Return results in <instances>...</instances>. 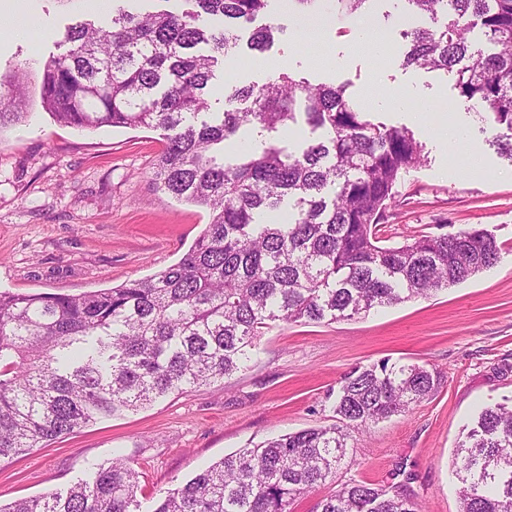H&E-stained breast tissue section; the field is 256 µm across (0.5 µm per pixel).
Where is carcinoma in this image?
<instances>
[{"label":"carcinoma","instance_id":"1","mask_svg":"<svg viewBox=\"0 0 512 512\" xmlns=\"http://www.w3.org/2000/svg\"><path fill=\"white\" fill-rule=\"evenodd\" d=\"M112 0L106 22L68 26L46 61L41 97L57 121L81 129L163 131L157 188L209 210L180 261L144 279L79 295L0 291V463L106 417L222 381L259 354L274 323L352 319L461 284L493 267L501 247L476 226L380 244L402 175L423 161L405 128L374 123L345 86L280 73L237 90L212 111V81L230 54L265 53L281 27L241 44L243 25L271 0H184L190 10L133 12ZM347 15L376 0H332ZM420 23L400 32L404 67L455 74L460 99L496 130L512 160V0H402ZM480 28L491 51H471ZM0 93V125L20 120ZM318 137L288 149L276 135L297 114ZM243 128L260 146L233 158ZM288 206V222L264 214ZM426 364L357 367L336 391L337 423L224 455L163 492L153 512H294L318 487L312 512H422L400 486L336 483L352 433L432 398ZM460 512H512V408L481 410L454 457ZM139 472L121 455L64 492L0 512H139Z\"/></svg>","mask_w":512,"mask_h":512}]
</instances>
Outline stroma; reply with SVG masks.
Listing matches in <instances>:
<instances>
[{
  "mask_svg": "<svg viewBox=\"0 0 512 512\" xmlns=\"http://www.w3.org/2000/svg\"><path fill=\"white\" fill-rule=\"evenodd\" d=\"M76 0H37V43L0 40V77L24 65L29 114L0 127V290L81 294L149 277L176 264L209 221L206 209L164 194L152 180L161 131L80 129L40 105L42 63L59 54L66 26L94 18ZM284 6L257 18L285 31L270 52L225 66L211 93L263 82L271 63L314 82L343 83L377 121L410 130L425 161L396 187L383 233L390 242L476 225L502 248L499 262L474 278L366 315L280 324L261 337L262 353L231 379L98 420L0 465V502L67 488L121 452L141 471L139 512L225 454L268 438L334 423L332 391L359 366L427 364L444 383L429 400L353 435V462L338 481L406 484L424 512H459L452 456L478 410L512 404V159L494 133L458 98L453 76L405 68L376 56L358 31L328 22L301 30ZM407 97L425 121L393 100ZM456 113L465 141L480 151L471 170L427 127L437 110Z\"/></svg>",
  "mask_w": 512,
  "mask_h": 512,
  "instance_id": "stroma-1",
  "label": "stroma"
}]
</instances>
